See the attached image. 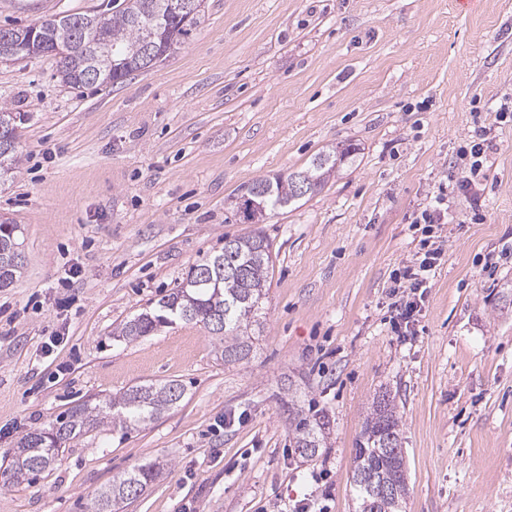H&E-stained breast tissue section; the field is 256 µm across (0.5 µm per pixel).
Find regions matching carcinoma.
Listing matches in <instances>:
<instances>
[{"label":"carcinoma","instance_id":"obj_1","mask_svg":"<svg viewBox=\"0 0 512 512\" xmlns=\"http://www.w3.org/2000/svg\"><path fill=\"white\" fill-rule=\"evenodd\" d=\"M84 13L67 14L50 25L43 20L14 28L17 40L28 47L26 56H58L64 38L83 35ZM101 36L106 42L112 69L104 72L101 85L124 84L141 71L134 59L147 29L169 33L184 43L195 21L177 19L167 13L165 0H122L112 17L102 19ZM0 165L15 160L16 113L0 106ZM356 153L351 144L338 143L317 153L296 171L259 177L235 198L237 211L248 224H262L267 216L295 205L300 196L296 182L305 179L311 194L322 190L328 179ZM15 224H0V288L8 287L21 268ZM228 249L194 264L179 288L160 298L156 306L122 324L113 334L127 342L151 336L177 322L201 325L215 337L220 358L226 364L249 359L255 330L262 328V310L273 268L270 244L260 232L224 239ZM185 388L176 380L132 386L108 400H84L70 407L66 416L47 429L26 434L0 477L21 482L50 470L68 440L109 421L120 430H134L160 417L184 397ZM288 417L295 452L307 460L317 458L327 447L331 421L322 410L288 401ZM401 418L394 399L386 392L374 395L356 440L352 482L357 505L369 497L368 479L384 478L397 487V498L383 499L376 512H404L408 474L400 429ZM160 474V466L145 460L101 487L95 497L96 512H116L127 501L137 499Z\"/></svg>","mask_w":512,"mask_h":512}]
</instances>
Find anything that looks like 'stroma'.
<instances>
[{"mask_svg": "<svg viewBox=\"0 0 512 512\" xmlns=\"http://www.w3.org/2000/svg\"><path fill=\"white\" fill-rule=\"evenodd\" d=\"M108 0H0V28ZM20 113L0 221L22 269L0 288V467L72 402L177 380L183 400L130 433L76 437L50 472L0 481V512H95L143 460L161 474L122 512H355L354 446L388 392L402 418L405 512H512V0H206L186 41L118 87L71 88L52 57L0 59ZM481 207L455 192L475 130ZM354 144L324 189L267 219L274 272L248 361L201 327L112 331L189 267L249 232L232 199L256 178ZM445 190V255L409 334L390 275L420 250L410 221ZM331 419L295 454L287 381Z\"/></svg>", "mask_w": 512, "mask_h": 512, "instance_id": "stroma-1", "label": "stroma"}]
</instances>
